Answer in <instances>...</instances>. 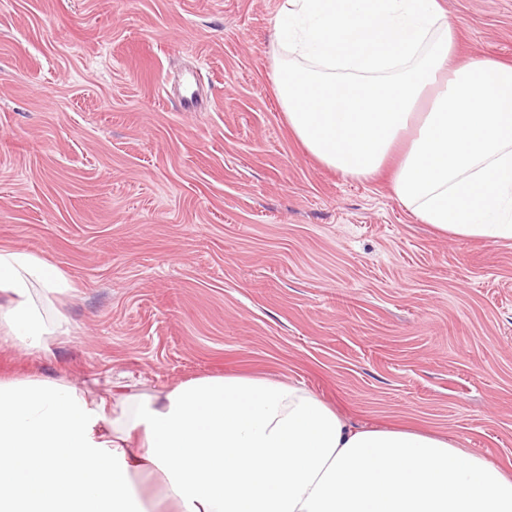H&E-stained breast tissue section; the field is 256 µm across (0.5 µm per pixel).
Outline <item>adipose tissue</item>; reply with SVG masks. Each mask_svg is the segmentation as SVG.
<instances>
[{"label": "adipose tissue", "mask_w": 512, "mask_h": 512, "mask_svg": "<svg viewBox=\"0 0 512 512\" xmlns=\"http://www.w3.org/2000/svg\"><path fill=\"white\" fill-rule=\"evenodd\" d=\"M274 84L322 165L370 180L438 233L512 241V62H461L439 0H282ZM0 248V341L70 337L73 291ZM174 512H512V477L433 432L359 429L308 389L214 374L113 395L0 377V512H133V475Z\"/></svg>", "instance_id": "obj_1"}]
</instances>
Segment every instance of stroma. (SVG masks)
Here are the masks:
<instances>
[{
    "instance_id": "stroma-1",
    "label": "stroma",
    "mask_w": 512,
    "mask_h": 512,
    "mask_svg": "<svg viewBox=\"0 0 512 512\" xmlns=\"http://www.w3.org/2000/svg\"><path fill=\"white\" fill-rule=\"evenodd\" d=\"M439 3L462 59L512 62V0ZM280 5L0 0V247L74 283L76 329L39 359L0 343V374H259L512 475V241L440 236L387 177L305 150L274 89Z\"/></svg>"
}]
</instances>
